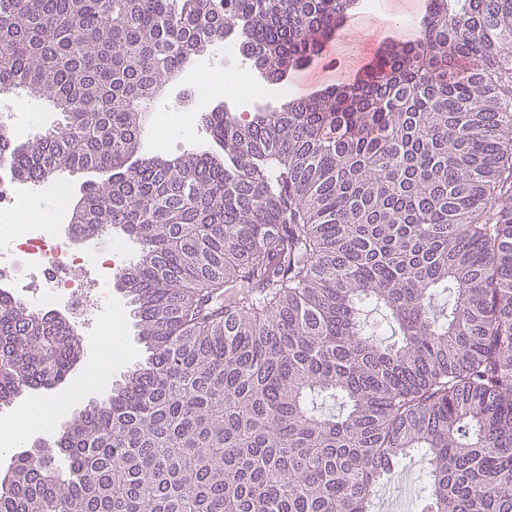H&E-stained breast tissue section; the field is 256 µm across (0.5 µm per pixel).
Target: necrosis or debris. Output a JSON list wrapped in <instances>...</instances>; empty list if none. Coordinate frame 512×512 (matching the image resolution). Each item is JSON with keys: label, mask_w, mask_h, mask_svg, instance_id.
<instances>
[{"label": "necrosis or debris", "mask_w": 512, "mask_h": 512, "mask_svg": "<svg viewBox=\"0 0 512 512\" xmlns=\"http://www.w3.org/2000/svg\"><path fill=\"white\" fill-rule=\"evenodd\" d=\"M32 194L8 171L0 172V292L41 308L69 310L94 324L124 246L109 241L80 250L57 225L9 223Z\"/></svg>", "instance_id": "necrosis-or-debris-1"}]
</instances>
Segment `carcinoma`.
Wrapping results in <instances>:
<instances>
[{
	"label": "carcinoma",
	"instance_id": "1",
	"mask_svg": "<svg viewBox=\"0 0 512 512\" xmlns=\"http://www.w3.org/2000/svg\"><path fill=\"white\" fill-rule=\"evenodd\" d=\"M353 2L0 0V90L60 115L0 159L33 185L108 174L70 224L137 246L148 352L13 455L0 512H373L414 454L419 512H512V0H435L365 78L249 121L205 108L219 151L133 158L188 57L231 31L282 77ZM82 356L0 294L1 405Z\"/></svg>",
	"mask_w": 512,
	"mask_h": 512
}]
</instances>
